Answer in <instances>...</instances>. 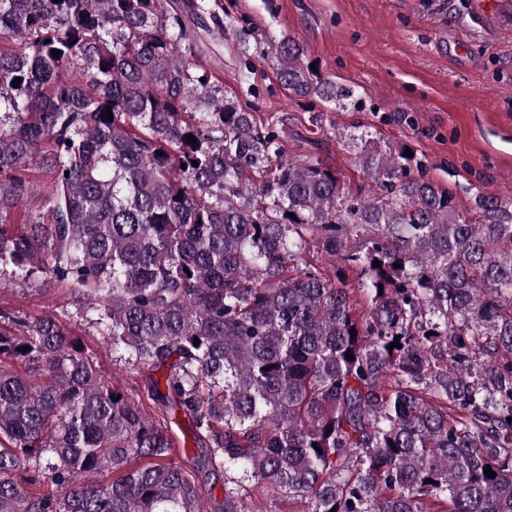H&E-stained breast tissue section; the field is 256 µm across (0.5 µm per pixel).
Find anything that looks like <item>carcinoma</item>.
<instances>
[{"instance_id":"1","label":"carcinoma","mask_w":512,"mask_h":512,"mask_svg":"<svg viewBox=\"0 0 512 512\" xmlns=\"http://www.w3.org/2000/svg\"><path fill=\"white\" fill-rule=\"evenodd\" d=\"M215 24L206 0H0V212L50 176L47 214L0 223V290L57 283L166 370L150 418L55 317L0 308V512H250L249 483L300 512H512V198L464 212L366 132L375 194L288 159L196 63ZM271 53L294 96L351 98L296 40Z\"/></svg>"}]
</instances>
